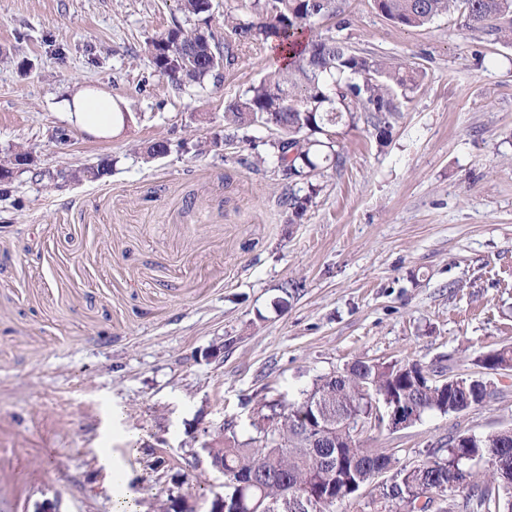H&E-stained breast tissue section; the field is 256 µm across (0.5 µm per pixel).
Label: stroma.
Wrapping results in <instances>:
<instances>
[{
    "instance_id": "35a3bbf8",
    "label": "stroma",
    "mask_w": 512,
    "mask_h": 512,
    "mask_svg": "<svg viewBox=\"0 0 512 512\" xmlns=\"http://www.w3.org/2000/svg\"><path fill=\"white\" fill-rule=\"evenodd\" d=\"M336 11L348 46L424 78L387 144L342 128L343 164L292 224L287 181L256 162L266 129L198 157L136 152L223 137L225 103L278 67L270 50L242 48L218 82L178 90L147 43L193 26L180 0H0V151L35 158L0 186V512H114L105 453L140 512L171 493L206 512L224 483L194 468L206 447L255 436L266 403L358 359L473 374L495 393L362 435L394 461L335 512H371L382 484L449 438L512 428V374L474 363L512 346V44L456 13L408 28L373 0ZM81 89L110 94L125 123L76 128L64 102ZM106 158L98 181L51 179ZM291 279L302 291L285 292Z\"/></svg>"
}]
</instances>
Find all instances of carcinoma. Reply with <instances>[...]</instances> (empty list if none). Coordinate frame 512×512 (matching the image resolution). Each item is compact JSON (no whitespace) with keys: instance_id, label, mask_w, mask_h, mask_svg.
Segmentation results:
<instances>
[{"instance_id":"1","label":"carcinoma","mask_w":512,"mask_h":512,"mask_svg":"<svg viewBox=\"0 0 512 512\" xmlns=\"http://www.w3.org/2000/svg\"><path fill=\"white\" fill-rule=\"evenodd\" d=\"M386 18L409 28L423 27L451 12L489 40L512 43V0H374ZM195 18L191 28L175 24L149 41L150 61L160 77L180 89L203 86L236 64L238 48L287 45L288 64L267 73L258 83L224 106V145L250 140L248 132L263 127L274 134L270 150L260 158L292 186L286 205L301 218L323 190L319 179L343 160L338 128L364 122L379 144L391 137L400 99L420 85L422 74L393 59L358 53L337 36L304 34L324 18L336 16L335 0H251L246 11L224 14L229 37L221 40L210 25V0H181ZM172 151L167 139L143 148L147 162ZM30 153L10 150L0 161V182H11L14 170ZM111 164L78 170L80 180L95 181ZM492 371L512 369V347L476 359ZM394 399L403 421L416 422L430 411L460 413L490 397L481 378L460 374L447 381L431 378L418 362L373 363L356 360L340 372L324 376L298 402L266 405L276 423L245 441L224 436V447L207 450V463L224 468L222 512H333L377 473L390 468L392 457L374 454L361 444L349 418L367 410L365 388ZM495 459L483 478L470 465ZM400 482L378 499L381 512H415L423 495L465 490L462 501L447 499L444 512H512V431L492 438H452L447 454L401 469ZM462 481L458 488L454 483Z\"/></svg>"}]
</instances>
